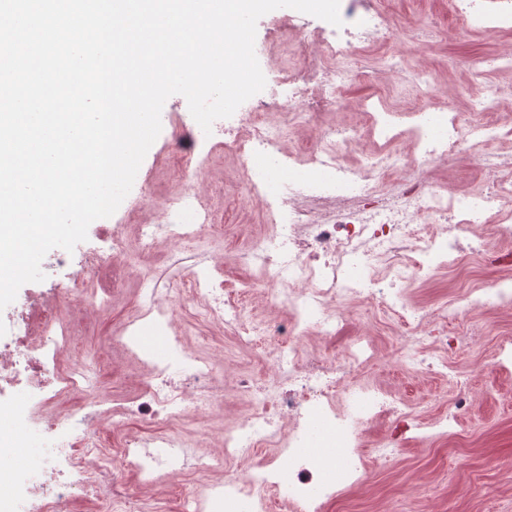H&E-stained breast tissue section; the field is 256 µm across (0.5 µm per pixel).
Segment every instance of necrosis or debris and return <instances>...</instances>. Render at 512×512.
<instances>
[{"label": "necrosis or debris", "instance_id": "necrosis-or-debris-1", "mask_svg": "<svg viewBox=\"0 0 512 512\" xmlns=\"http://www.w3.org/2000/svg\"><path fill=\"white\" fill-rule=\"evenodd\" d=\"M344 26L275 16L267 23L278 74L249 111L228 118L221 138L207 137L185 115L166 116L173 141L191 131L199 156L176 155L181 191L156 205L134 182L156 221L133 212L93 232L108 249L50 250L45 281L25 284L0 310V408L9 414L0 447L17 448L40 427L48 450L0 496V512H75L97 502L107 512H160L130 482L196 481L181 512H332L344 490L370 492L375 469L395 467L405 448L463 440L471 415L470 357L495 336L493 368L512 371V161L497 147L512 137V84L475 79L459 95L438 97L434 77L419 69L393 84L396 98L361 103L353 122L339 120L337 99L351 80L384 84L402 47L435 39L412 24L397 28L382 0H340ZM468 28L512 34V0H455ZM312 141L284 151L298 126ZM233 152V194L255 202L266 223L243 259L247 281L224 277L213 249L223 214L197 192L194 167ZM478 159L485 178L458 192L440 171ZM62 280H54L56 271ZM439 274L459 288L430 307L415 300L419 284ZM136 282V312L103 345L135 357L143 324L170 329L167 359L149 361L133 397L106 392L97 370L71 348L95 325L112 293ZM262 292L269 316L248 302ZM232 339L236 357L202 354L177 328L178 308ZM357 331H349L350 320ZM390 336L391 358L405 378L436 377L445 396H408L374 373L385 357L376 337ZM269 365L256 379L252 356ZM222 440L199 454L203 431L223 418ZM153 425L144 436L130 421ZM308 448H332L346 476L339 489Z\"/></svg>", "mask_w": 512, "mask_h": 512}]
</instances>
